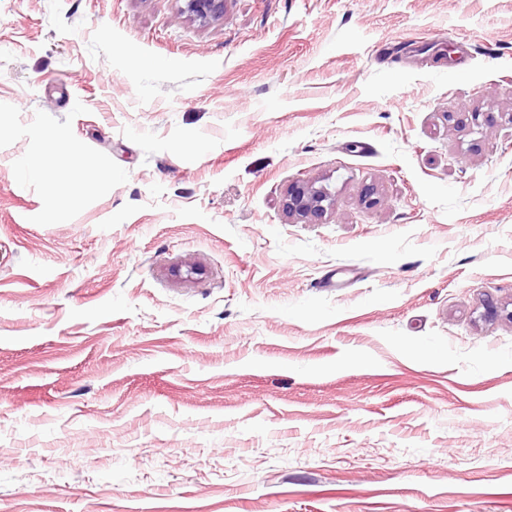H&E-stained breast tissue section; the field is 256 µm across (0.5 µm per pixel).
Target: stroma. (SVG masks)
I'll return each instance as SVG.
<instances>
[{
	"label": "stroma",
	"mask_w": 512,
	"mask_h": 512,
	"mask_svg": "<svg viewBox=\"0 0 512 512\" xmlns=\"http://www.w3.org/2000/svg\"><path fill=\"white\" fill-rule=\"evenodd\" d=\"M0 512H512V0H0ZM187 11L205 22L224 12V0H186ZM49 141L52 145L59 144L63 146V150L57 153L53 159V165L58 169L65 168L71 163L75 155L79 154L81 151L76 141L69 139L62 131L52 133ZM25 176L32 181L45 185L47 195L53 199L61 195L60 184L49 176L48 165L44 155L26 156L21 162ZM310 180L291 187L283 200V211L296 219H322L334 206V198L327 186Z\"/></svg>",
	"instance_id": "1"
}]
</instances>
